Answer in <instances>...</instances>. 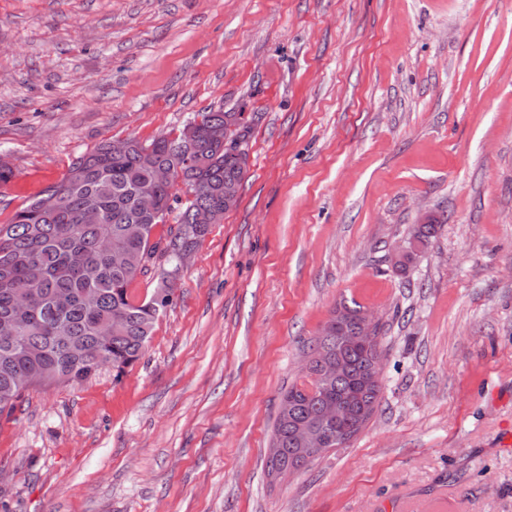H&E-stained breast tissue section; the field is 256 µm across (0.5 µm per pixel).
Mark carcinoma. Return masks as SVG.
Returning a JSON list of instances; mask_svg holds the SVG:
<instances>
[{"label": "carcinoma", "instance_id": "obj_1", "mask_svg": "<svg viewBox=\"0 0 512 512\" xmlns=\"http://www.w3.org/2000/svg\"><path fill=\"white\" fill-rule=\"evenodd\" d=\"M226 125L234 140L246 141L249 127L241 113L221 108L201 112L178 133L154 139L157 163L174 173L164 185L156 184L152 168L141 162L143 143L126 139L125 150L114 154L113 142L106 141L77 157L58 182L0 224V413L12 410L31 387L82 384L104 363L119 376L142 356L173 296L159 282L148 298L137 301L130 285L161 261L171 264L166 274L178 275V253L197 250L212 232L213 225L197 223V215L214 207L224 212V183L237 179L248 157L208 139L211 128ZM188 128L197 159L191 165L182 150ZM145 191L158 200L152 211L140 204ZM91 210L101 215L99 222L83 221ZM171 215L174 223L169 225ZM133 225L142 233H130ZM436 232L433 219L413 227L423 246ZM341 308L344 325H336L337 316L331 314L309 346L314 392L303 382L294 383L280 399L266 462L270 475L318 457L314 449L298 454L294 430L300 423L319 427L336 448V421L322 416L329 401L345 404L346 421L356 422L353 437L378 410L381 383L372 376L381 344L365 349L345 341L363 317L357 305L343 303ZM106 321L114 330L103 341L99 326ZM338 358L347 372L327 377L322 365Z\"/></svg>", "mask_w": 512, "mask_h": 512}]
</instances>
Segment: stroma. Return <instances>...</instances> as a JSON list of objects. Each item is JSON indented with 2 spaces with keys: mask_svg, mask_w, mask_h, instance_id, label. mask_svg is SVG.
Instances as JSON below:
<instances>
[{
  "mask_svg": "<svg viewBox=\"0 0 512 512\" xmlns=\"http://www.w3.org/2000/svg\"><path fill=\"white\" fill-rule=\"evenodd\" d=\"M219 107L250 128L237 207L122 375L0 413V512H512V0H0V224ZM343 302L382 325L381 407L275 480Z\"/></svg>",
  "mask_w": 512,
  "mask_h": 512,
  "instance_id": "35a3bbf8",
  "label": "stroma"
}]
</instances>
